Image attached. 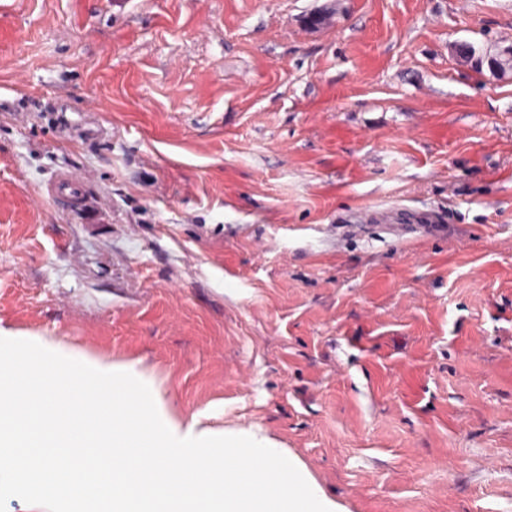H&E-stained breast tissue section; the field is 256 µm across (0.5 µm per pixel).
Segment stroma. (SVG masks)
<instances>
[{
    "instance_id": "obj_1",
    "label": "stroma",
    "mask_w": 512,
    "mask_h": 512,
    "mask_svg": "<svg viewBox=\"0 0 512 512\" xmlns=\"http://www.w3.org/2000/svg\"><path fill=\"white\" fill-rule=\"evenodd\" d=\"M462 42L512 0H0V328L331 512H512V69ZM458 53L465 62L470 63L477 71H482L486 64L492 73L503 72L512 64V52L495 55L480 53L469 43H465V45L460 44Z\"/></svg>"
}]
</instances>
